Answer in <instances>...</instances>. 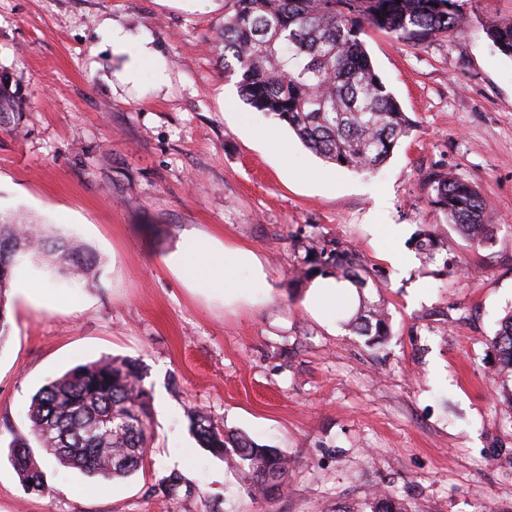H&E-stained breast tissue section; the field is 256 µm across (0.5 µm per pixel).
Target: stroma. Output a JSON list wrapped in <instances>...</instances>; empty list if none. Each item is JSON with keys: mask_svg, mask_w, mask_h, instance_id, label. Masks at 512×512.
<instances>
[{"mask_svg": "<svg viewBox=\"0 0 512 512\" xmlns=\"http://www.w3.org/2000/svg\"><path fill=\"white\" fill-rule=\"evenodd\" d=\"M463 7L462 30L421 44L365 35L414 122L369 174L324 162L243 102L214 42L229 0H0V75L25 114L0 131V213L72 232L102 263L86 288L27 269L11 284L0 512H370L380 489L408 512H512V377L497 378L491 344L512 314V58L483 32L512 21V0ZM144 43L152 56L124 81ZM431 169L478 187L490 243L431 204ZM422 229L435 260L416 249ZM189 231L252 250L272 292L228 306L206 283L185 285L162 259ZM320 234L358 253L365 300L388 309L375 347L301 304L295 244ZM103 357L143 371L154 408L143 467L106 482L46 456L54 491L27 494L8 445L29 431L32 395ZM192 407L288 455L284 494L249 495L232 460L189 432ZM174 472L188 488L171 499Z\"/></svg>", "mask_w": 512, "mask_h": 512, "instance_id": "stroma-1", "label": "stroma"}]
</instances>
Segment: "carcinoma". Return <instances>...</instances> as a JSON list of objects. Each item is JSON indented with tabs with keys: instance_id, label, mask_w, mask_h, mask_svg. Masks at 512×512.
<instances>
[{
	"instance_id": "carcinoma-1",
	"label": "carcinoma",
	"mask_w": 512,
	"mask_h": 512,
	"mask_svg": "<svg viewBox=\"0 0 512 512\" xmlns=\"http://www.w3.org/2000/svg\"><path fill=\"white\" fill-rule=\"evenodd\" d=\"M220 25V57L233 60L224 73L237 77L242 99L272 115L327 163L375 172L389 159L413 121L376 72L365 28L382 30L413 44L459 30L467 17L459 0H232ZM487 38L512 58V23L490 19ZM20 97L0 79V129L18 125ZM431 203L470 240L492 237L481 216L487 203L470 181L435 169L424 175ZM304 256L299 280L331 275L359 289L367 287L355 251L323 235L298 242ZM101 260L76 237L53 224L22 223L0 217V348L9 339L7 293L20 269L44 271L70 283L94 282ZM367 345L387 335L388 314L381 303H364L346 322ZM499 368L512 370V314L492 339ZM153 406L140 365L104 357L80 363L41 386L31 398L29 434L16 435L8 460L30 494L53 491L35 449L66 468L90 477L124 479L143 466L150 447ZM189 431L214 457L231 456L255 495L285 489L288 457L244 435L224 432L203 409L187 412ZM370 512H407L394 494L373 498Z\"/></svg>"
}]
</instances>
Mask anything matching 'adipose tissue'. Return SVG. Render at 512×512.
<instances>
[{
  "label": "adipose tissue",
  "mask_w": 512,
  "mask_h": 512,
  "mask_svg": "<svg viewBox=\"0 0 512 512\" xmlns=\"http://www.w3.org/2000/svg\"><path fill=\"white\" fill-rule=\"evenodd\" d=\"M164 264L185 284L204 280L210 287L223 290L228 303L269 286L263 265L252 251L217 245L211 236L201 232L184 233L177 251L166 256ZM357 297L351 283L318 277L308 285L302 305L311 314L319 315L335 311L337 306Z\"/></svg>",
  "instance_id": "obj_1"
}]
</instances>
